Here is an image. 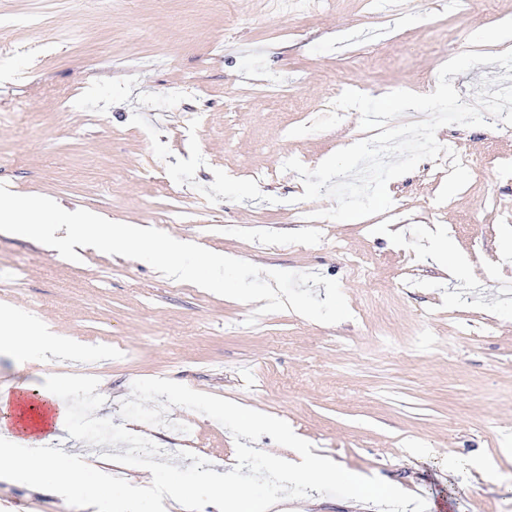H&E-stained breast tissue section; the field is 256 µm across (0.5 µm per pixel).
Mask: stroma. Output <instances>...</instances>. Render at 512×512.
<instances>
[{"label": "stroma", "mask_w": 512, "mask_h": 512, "mask_svg": "<svg viewBox=\"0 0 512 512\" xmlns=\"http://www.w3.org/2000/svg\"><path fill=\"white\" fill-rule=\"evenodd\" d=\"M0 0V183L106 219L162 230L263 269L338 280L352 319L292 311L247 319L255 303L172 280L146 262L77 247L78 261L0 232V310L50 326L73 355L19 365L0 349V386L53 374L100 380L97 417L123 423L135 380L168 378L289 423L315 452L448 512H512V126L448 125L438 141L471 179L444 204L443 159L390 181L392 212L311 219L331 199L294 203L291 157L313 168L366 139L356 110L328 131L291 128L354 89L426 94L464 51L512 48V0ZM505 42H491L494 33ZM142 115L171 154L159 159ZM205 167L176 184L189 114ZM256 180L268 199L208 203L213 169ZM255 315V314H254ZM167 425L123 423L180 467L235 461L231 433L173 407ZM189 425L181 441L171 422ZM49 445L138 484L142 468L53 430ZM488 459L489 469L468 465ZM460 466L449 472V457ZM0 512H72L56 493L0 479ZM270 512H379L311 492Z\"/></svg>", "instance_id": "obj_1"}]
</instances>
